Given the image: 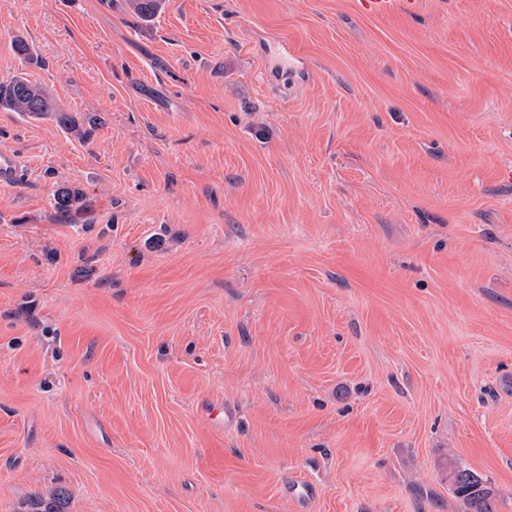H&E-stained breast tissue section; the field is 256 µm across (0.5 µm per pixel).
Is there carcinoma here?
I'll return each instance as SVG.
<instances>
[{
    "label": "carcinoma",
    "instance_id": "1",
    "mask_svg": "<svg viewBox=\"0 0 512 512\" xmlns=\"http://www.w3.org/2000/svg\"><path fill=\"white\" fill-rule=\"evenodd\" d=\"M165 3L166 0H127L131 12L144 22L158 15ZM0 107L35 119L50 116L62 130L83 142L90 140L96 125L92 119L89 127H82L45 88L21 75L0 81ZM85 207V197L79 189L63 185L55 190V208L61 217L70 218ZM448 484L452 494L464 505V512H495L493 489L478 473L453 466L448 471ZM64 506L65 501L59 496L46 499L34 495L26 504V512H65Z\"/></svg>",
    "mask_w": 512,
    "mask_h": 512
}]
</instances>
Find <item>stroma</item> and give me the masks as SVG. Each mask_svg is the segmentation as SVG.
<instances>
[{
    "mask_svg": "<svg viewBox=\"0 0 512 512\" xmlns=\"http://www.w3.org/2000/svg\"><path fill=\"white\" fill-rule=\"evenodd\" d=\"M15 75L97 127L0 108V512H512V0H0ZM85 207V197L79 189L63 185L55 190V208L62 218H72L73 212L79 214ZM448 484L452 494L464 505V512H496L493 489L478 473L453 466L448 471Z\"/></svg>",
    "mask_w": 512,
    "mask_h": 512,
    "instance_id": "1",
    "label": "stroma"
}]
</instances>
